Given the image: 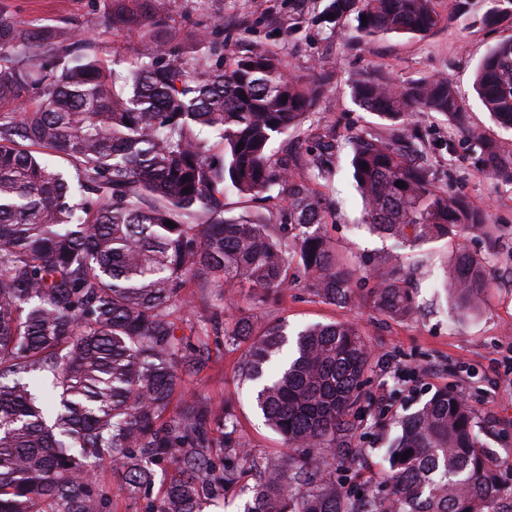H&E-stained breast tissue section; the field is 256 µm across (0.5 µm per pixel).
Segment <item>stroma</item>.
I'll return each mask as SVG.
<instances>
[{
	"label": "stroma",
	"mask_w": 512,
	"mask_h": 512,
	"mask_svg": "<svg viewBox=\"0 0 512 512\" xmlns=\"http://www.w3.org/2000/svg\"><path fill=\"white\" fill-rule=\"evenodd\" d=\"M326 0H173L169 24L184 32L212 28L223 22L220 34L225 48L239 54L262 48L283 58L290 73L308 83L331 72L330 86L317 100L300 127L274 140L273 156L289 145L310 146V135L335 125L342 140L333 158L328 181L320 183L327 210V232L336 251L356 270L358 288L374 287L373 261L398 251L402 267L417 285V308L406 318L395 319L358 300L332 304L316 297L303 273H296L292 288L276 301L251 303L248 286L201 288L190 283L187 291L197 299L195 315L210 317L221 311L252 317L256 329L280 321L295 330L311 323L348 321L365 337L370 360L364 375L358 415L353 419L351 442L362 448L361 472L372 488L385 487L387 448L401 432V420L449 389L470 407L489 462L504 490L512 489V192L479 169L465 138L440 116L417 112L409 124L424 141L423 157L437 168L438 184L449 195L469 198L481 207L494 227L496 245L488 247L483 233L475 231L456 239H440L394 248L390 239L361 226L362 202L351 177L347 137L375 133L389 138L384 121L357 106L349 83L358 74L371 72L401 82L444 76L464 98L470 120L496 139L512 144V130L496 125L477 100L475 70L488 51L512 37V23L484 27L482 0H469L465 13H457L455 0H438L441 13L450 15L426 38L377 36L360 39L353 25L329 34L322 18ZM0 8L33 26L73 32L93 41L101 58L121 73H129L141 41L137 31H112L106 0H0ZM455 152H448V143ZM483 259L494 276L484 301L475 313L465 315L447 301L440 286L442 268L458 249ZM244 348L211 345L209 356L185 377L183 392L175 393L171 407L179 409L184 394L214 404L231 403L237 434L262 461L276 463L287 448L279 435L265 426L251 404L249 385L238 377ZM425 375L414 378V370ZM92 480L109 496L107 512H147L149 499L165 489L156 481L149 494L133 490L121 468L105 464L94 468Z\"/></svg>",
	"instance_id": "obj_1"
}]
</instances>
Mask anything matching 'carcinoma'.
<instances>
[{"label": "carcinoma", "mask_w": 512, "mask_h": 512, "mask_svg": "<svg viewBox=\"0 0 512 512\" xmlns=\"http://www.w3.org/2000/svg\"><path fill=\"white\" fill-rule=\"evenodd\" d=\"M110 2L112 30L143 32L121 90L93 44L0 10V512H106L108 498L83 473L120 465L146 491L165 461L174 474L150 512H203L205 487L223 491L245 473L254 485L244 512H512L469 408L448 390L403 420L387 452L389 491L323 477L340 448L347 471L360 465L346 440L369 349L352 324L308 325L291 341L281 323L256 333L248 316L188 318V283L246 284L262 302L292 287L294 265L315 296L354 300L355 270L336 257L313 187L331 174L336 131L314 137L304 154L273 162L269 153L328 77L311 86L265 50L226 61L196 30L192 41L208 45L200 57L165 32L170 0ZM483 2L484 25L512 19V0ZM323 16L333 33L353 20L369 38L425 37L444 22L437 0H329ZM474 89L492 119L512 128L511 37L485 55ZM350 96L393 131L388 142L367 133L350 140L371 231L403 245L488 231L484 210L437 186L404 124L417 111L444 117L480 169L512 187V148L471 124L448 79L363 75ZM285 185L276 223L224 217V193L268 200ZM375 273L372 307L409 316L416 301L403 269L387 257ZM488 286L483 261L464 250L444 272L462 312L478 310ZM212 335L226 347L247 344L240 379L253 384L257 409L287 447L319 449L312 462L258 461L223 404L189 397L168 414ZM216 446L218 464L208 457Z\"/></svg>", "instance_id": "obj_1"}]
</instances>
